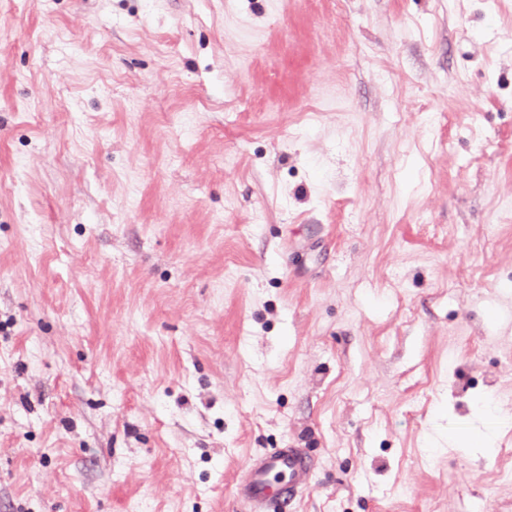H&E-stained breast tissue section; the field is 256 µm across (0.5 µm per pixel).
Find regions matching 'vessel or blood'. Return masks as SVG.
Returning <instances> with one entry per match:
<instances>
[{
    "label": "vessel or blood",
    "mask_w": 512,
    "mask_h": 512,
    "mask_svg": "<svg viewBox=\"0 0 512 512\" xmlns=\"http://www.w3.org/2000/svg\"><path fill=\"white\" fill-rule=\"evenodd\" d=\"M312 472V461L300 449L274 448L249 459L234 496L251 512H266L268 502H286L305 489Z\"/></svg>",
    "instance_id": "b4317fda"
}]
</instances>
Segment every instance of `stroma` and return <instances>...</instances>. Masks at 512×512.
I'll use <instances>...</instances> for the list:
<instances>
[{"instance_id": "1", "label": "stroma", "mask_w": 512, "mask_h": 512, "mask_svg": "<svg viewBox=\"0 0 512 512\" xmlns=\"http://www.w3.org/2000/svg\"><path fill=\"white\" fill-rule=\"evenodd\" d=\"M512 0H0V512H512ZM312 472V461L299 448H274L249 459L234 496L251 512H267L266 505L272 499L282 507L305 489ZM277 474H283L285 482L274 490L270 477Z\"/></svg>"}]
</instances>
